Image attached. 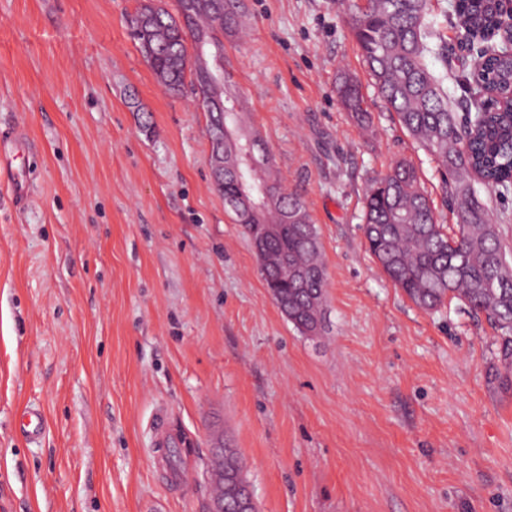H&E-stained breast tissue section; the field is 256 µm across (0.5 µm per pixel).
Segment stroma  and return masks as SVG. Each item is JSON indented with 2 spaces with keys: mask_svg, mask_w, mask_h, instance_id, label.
I'll return each instance as SVG.
<instances>
[{
  "mask_svg": "<svg viewBox=\"0 0 512 512\" xmlns=\"http://www.w3.org/2000/svg\"><path fill=\"white\" fill-rule=\"evenodd\" d=\"M141 0H0V499L9 512H211L215 434L259 512H512V375L459 300L417 307L371 254L364 195L413 163L334 0H239L226 94L299 193L327 273L323 329L280 312L212 180L208 117L130 35ZM362 85L369 126L342 105ZM30 173L15 200L13 169ZM40 410L30 441L20 413ZM187 434L168 481L152 424Z\"/></svg>",
  "mask_w": 512,
  "mask_h": 512,
  "instance_id": "stroma-1",
  "label": "stroma"
}]
</instances>
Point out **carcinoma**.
Returning a JSON list of instances; mask_svg holds the SVG:
<instances>
[{
    "label": "carcinoma",
    "mask_w": 512,
    "mask_h": 512,
    "mask_svg": "<svg viewBox=\"0 0 512 512\" xmlns=\"http://www.w3.org/2000/svg\"><path fill=\"white\" fill-rule=\"evenodd\" d=\"M192 2V14L184 25L159 8L144 33L133 40L139 50L145 41L154 49L151 68L165 87L179 94L185 84L187 39L215 37V26L231 32L237 26L236 0H224V11L214 14L199 0H177V13ZM453 15L464 38H481L488 44L479 72L459 65L454 74L459 84L504 95L512 91V59L500 53L494 36L512 28V14L503 0H456ZM350 28L379 94L399 124L452 176L451 204L463 217L458 231L450 234L438 223L418 174L409 162L399 160L384 176L373 180L365 195L364 234L371 254L393 284L418 307L433 311L448 299L483 313L502 332L504 371H512V265L500 240L499 223L478 198L475 185L487 192L512 190V111L483 110L480 100L469 96L465 107L475 113L469 123L458 122L448 108L445 76L428 68L425 58H448L447 46L430 45L437 30L430 0H366L349 16ZM344 107L363 123L369 119L365 98L357 81L347 78L339 88ZM241 107L224 97V132L238 133ZM247 183L262 199L241 224L252 238L254 224H281L282 234L267 238L260 249V274L272 298L286 318L305 334L322 329L326 274L316 225L302 198L284 189L269 167L260 171L224 173L222 195ZM241 469L234 453L224 458L220 478L224 500L235 488L229 474Z\"/></svg>",
    "instance_id": "1"
}]
</instances>
